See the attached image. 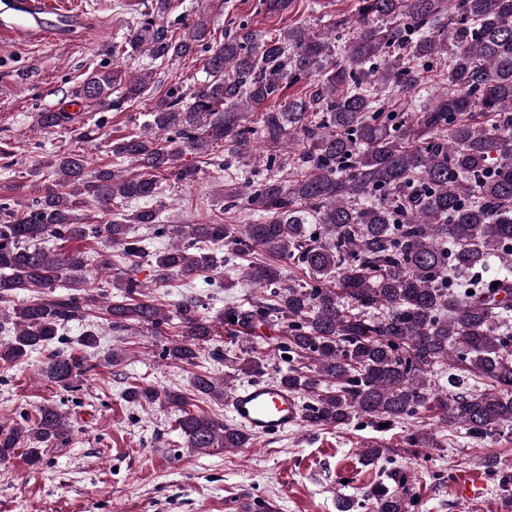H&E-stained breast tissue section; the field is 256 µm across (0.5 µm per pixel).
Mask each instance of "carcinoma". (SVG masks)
Listing matches in <instances>:
<instances>
[{
	"label": "carcinoma",
	"mask_w": 512,
	"mask_h": 512,
	"mask_svg": "<svg viewBox=\"0 0 512 512\" xmlns=\"http://www.w3.org/2000/svg\"><path fill=\"white\" fill-rule=\"evenodd\" d=\"M294 0H262L269 15ZM448 18L447 29L437 28ZM356 35L336 57L329 32L293 23L271 35L247 21L211 43V20L200 12L178 36L153 20L130 32L120 50L154 60L204 53V79L188 94L157 100L140 131L112 143V154L137 168L87 170L84 155L59 152L44 163L57 176L44 195L13 209L0 204V320L14 325L0 343V361L13 363L48 351L41 368L47 381L66 388L94 369L84 355L54 347L59 330L100 306L116 330L156 328L165 313L137 279L145 239L131 235L141 224L152 236L176 243L150 256L154 287L173 275L196 280L233 258L258 255L241 279L269 289L267 298L224 306L220 322L230 332L253 334L277 326L281 346L299 366L279 379L308 394L302 420L340 427L366 420L378 428L435 411L469 437L492 436L512 425V0H357ZM446 55L449 87L417 112H394L388 102L422 90L425 64ZM306 82L304 96L285 98V86ZM150 74L126 76L113 69L92 75L80 96L99 107L139 101ZM265 109L251 121L247 112ZM67 112L41 113L42 128H61ZM269 148L270 175L224 190V223L161 224L149 202L160 181L195 179L199 168L178 165L188 147L205 156L224 154L231 181L253 160V143ZM293 142L304 149L288 158ZM145 201L137 209L127 204ZM94 205L113 215L108 224H86L78 211ZM244 212L257 219L236 220ZM104 237L122 263L112 286L124 297L100 304L102 292L86 289L87 258L43 243ZM224 244L227 256L213 248ZM294 260L308 278L282 285L273 261ZM499 262L493 281L471 280ZM75 292L45 293L58 279ZM239 279V280H241ZM239 280L224 278V287ZM497 286H492V282ZM31 292L22 304L14 297ZM181 339L164 349L176 363L196 364L215 336V324L185 299L175 307ZM448 367V387L432 382ZM478 380L490 388L475 387ZM231 382L197 374L192 394L222 398ZM133 403L177 406L176 424L187 447L243 448L245 430L189 410L183 392L133 386ZM69 440L58 407L39 409L34 425L0 428V460L25 443L32 462L40 446ZM497 490L512 500V472L489 459ZM376 512H409L402 490L378 484L367 494Z\"/></svg>",
	"instance_id": "cac0c4a2"
}]
</instances>
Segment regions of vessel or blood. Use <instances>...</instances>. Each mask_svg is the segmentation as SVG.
Segmentation results:
<instances>
[{"mask_svg":"<svg viewBox=\"0 0 512 512\" xmlns=\"http://www.w3.org/2000/svg\"><path fill=\"white\" fill-rule=\"evenodd\" d=\"M74 17L64 0H6L0 7V37L27 39L66 31ZM232 419L255 437L270 436L298 425L301 419L298 395L275 379L262 380L236 389L228 400ZM478 470L458 473L459 496L472 500L484 491Z\"/></svg>","mask_w":512,"mask_h":512,"instance_id":"obj_1","label":"vessel or blood"}]
</instances>
